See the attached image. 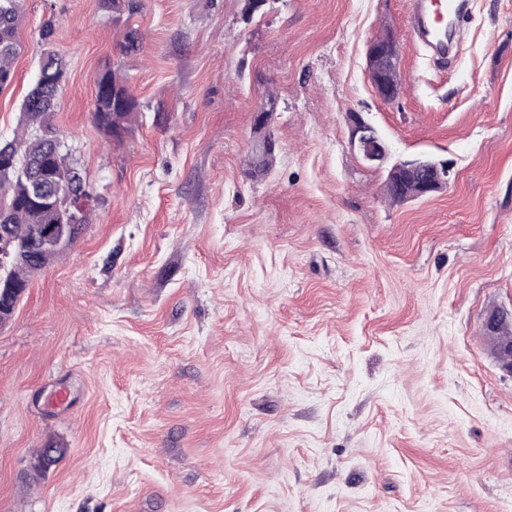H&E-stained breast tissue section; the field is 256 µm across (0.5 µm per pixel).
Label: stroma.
<instances>
[{"label":"stroma","mask_w":512,"mask_h":512,"mask_svg":"<svg viewBox=\"0 0 512 512\" xmlns=\"http://www.w3.org/2000/svg\"><path fill=\"white\" fill-rule=\"evenodd\" d=\"M133 3L22 0L0 140L52 22L51 124L98 202L0 325V512H512V373L484 331L512 312V0H472L450 68L405 40L393 103L366 46L405 39L407 0ZM109 70L138 103L118 140L92 121ZM351 112L447 187L385 203ZM401 48V40L389 30L378 32L367 45L366 59L369 80L377 95L387 103L396 101L400 96V91L384 89L380 75L389 63L394 62L400 56ZM407 166L430 173V176H427L426 179L419 184V190L417 192L418 198L429 197L448 184L449 169L446 162L437 160L428 162L411 159L407 161Z\"/></svg>","instance_id":"1"}]
</instances>
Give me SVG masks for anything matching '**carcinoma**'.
<instances>
[{"label":"carcinoma","instance_id":"obj_1","mask_svg":"<svg viewBox=\"0 0 512 512\" xmlns=\"http://www.w3.org/2000/svg\"><path fill=\"white\" fill-rule=\"evenodd\" d=\"M21 17L20 0H0V90L12 83L14 64L22 51L18 37ZM52 36V26L44 25L39 39L45 49L40 57L38 79L20 107V133L0 142V157L16 159L13 166L0 162V253H4L0 258V324L12 317L30 277L76 239L90 213L88 209L72 212L62 206L50 212L34 200L40 188L59 201L71 189L74 170L68 155L55 150L39 134V130L50 127L61 79L66 76L62 58L50 48ZM106 82H117L116 72L108 71L98 80L92 120L110 134L113 119L129 125L136 107L131 105L117 112L112 92L103 91ZM417 179L416 175L393 168L384 184L385 199L392 203L415 199ZM51 222L59 224L66 244L44 246L39 229Z\"/></svg>","mask_w":512,"mask_h":512}]
</instances>
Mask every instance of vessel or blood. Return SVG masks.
<instances>
[{
  "label": "vessel or blood",
  "instance_id": "obj_1",
  "mask_svg": "<svg viewBox=\"0 0 512 512\" xmlns=\"http://www.w3.org/2000/svg\"><path fill=\"white\" fill-rule=\"evenodd\" d=\"M412 44L430 50L438 59L448 56V30L466 15L464 0H410Z\"/></svg>",
  "mask_w": 512,
  "mask_h": 512
}]
</instances>
